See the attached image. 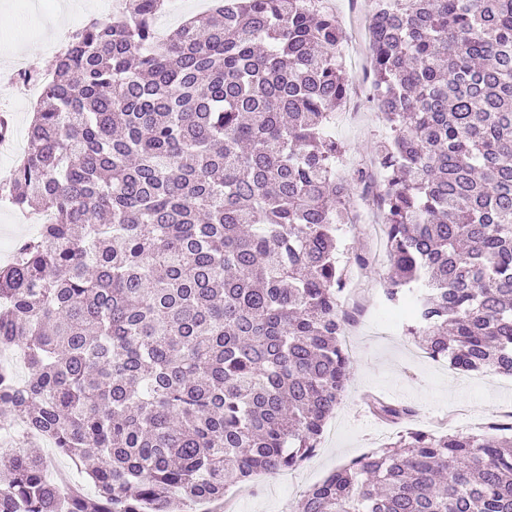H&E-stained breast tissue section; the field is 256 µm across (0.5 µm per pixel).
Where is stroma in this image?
<instances>
[{
    "label": "stroma",
    "instance_id": "1",
    "mask_svg": "<svg viewBox=\"0 0 512 512\" xmlns=\"http://www.w3.org/2000/svg\"><path fill=\"white\" fill-rule=\"evenodd\" d=\"M118 0H0V106L14 123V150H0V185L5 184L27 143V131L43 87L17 80V73H48L65 41H52L54 17L67 12L70 30L89 19L109 20ZM345 118L334 134L345 149L349 166L368 161L386 135L366 100V90L351 84ZM389 274L386 258L367 263L361 278L371 301L365 313L346 330L350 379L320 443L301 466L237 484L225 497L234 512H295L307 490L337 466L396 441L399 426L384 423L369 411L376 396L413 406L412 426L430 432L476 433L488 422L512 412V376L490 370L463 374L447 361L431 358L403 329L407 314L384 305L379 294Z\"/></svg>",
    "mask_w": 512,
    "mask_h": 512
}]
</instances>
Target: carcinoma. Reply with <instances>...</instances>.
<instances>
[{
    "label": "carcinoma",
    "mask_w": 512,
    "mask_h": 512,
    "mask_svg": "<svg viewBox=\"0 0 512 512\" xmlns=\"http://www.w3.org/2000/svg\"><path fill=\"white\" fill-rule=\"evenodd\" d=\"M165 0L73 34L45 79L14 207L52 220L0 266V512H196L316 449L349 381L340 224L374 185L383 301L463 372L512 376V0H370L369 100L388 135L339 173L345 31L322 0ZM382 421L413 407L375 398ZM94 485L61 492L40 442ZM296 512H512V422L409 429ZM210 0H169L165 11L156 20L163 32L175 29L184 20L205 11Z\"/></svg>",
    "instance_id": "obj_1"
}]
</instances>
